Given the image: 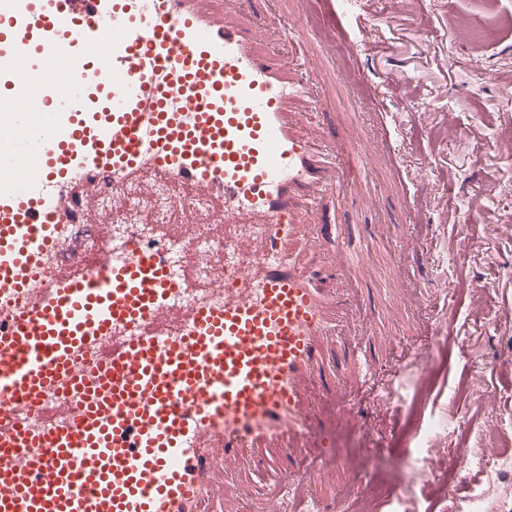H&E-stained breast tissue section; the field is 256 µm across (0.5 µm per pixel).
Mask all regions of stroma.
Masks as SVG:
<instances>
[{"instance_id": "35a3bbf8", "label": "stroma", "mask_w": 512, "mask_h": 512, "mask_svg": "<svg viewBox=\"0 0 512 512\" xmlns=\"http://www.w3.org/2000/svg\"><path fill=\"white\" fill-rule=\"evenodd\" d=\"M512 14V0H498L487 10L482 0H357L351 23L365 22L369 42L357 62L347 57V43L313 61L312 68L328 98L323 120L340 140L361 135L390 137L401 162L394 168L371 157L359 165L367 172L357 183L361 207L341 214L348 225L350 250L370 259L366 279L349 282L355 303L369 301L373 322L359 335L361 345L384 352L389 340L412 351L437 320L435 307L446 294H457L451 312V335L459 350L441 349L421 386L401 392L410 414L400 435L382 442L393 417L383 402L356 421L332 414L322 404L321 417L310 427V452L342 460L344 469L323 475L324 494L354 481L363 489L353 512H453L445 483H430L431 473L447 475L448 451L480 447L495 454L512 449V382L491 372L470 379L456 359H504L512 355V156L495 146L512 134V35L499 28V14ZM483 28L479 43L481 73L468 65L464 46L470 27ZM401 71L411 78L407 91L385 86L378 103L360 104L378 75ZM387 105L399 117V129L383 130L374 114ZM463 130L462 140L449 127ZM427 182L429 221L400 224L390 230L399 173ZM470 226L458 236L459 221ZM427 241L431 281L426 288L434 308L396 310L400 291L393 266L416 274L413 242ZM488 292L509 313L500 318L476 313L469 304L475 293ZM471 418L470 436L432 431L434 421H454L458 412Z\"/></svg>"}]
</instances>
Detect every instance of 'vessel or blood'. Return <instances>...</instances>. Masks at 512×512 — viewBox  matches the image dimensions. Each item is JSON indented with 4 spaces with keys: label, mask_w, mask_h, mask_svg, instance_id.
<instances>
[{
    "label": "vessel or blood",
    "mask_w": 512,
    "mask_h": 512,
    "mask_svg": "<svg viewBox=\"0 0 512 512\" xmlns=\"http://www.w3.org/2000/svg\"><path fill=\"white\" fill-rule=\"evenodd\" d=\"M253 3L0 0V299L26 297L0 316V512H241L242 462L265 478V512H349L348 490L316 487L341 462L304 450L315 398L350 420L353 390L392 400L428 376L409 358L378 381L379 357L340 324L359 271L329 218L353 199L351 158L393 165L396 150L332 137L323 87L270 47L312 55L303 15L258 27ZM35 94L43 111H16ZM153 173L249 229L209 300L175 303L167 250L134 239L90 279L47 264L69 248L55 225L106 192L128 207L126 184ZM425 186L402 193L419 224ZM67 388L82 407L58 423L36 401ZM467 454L449 496L472 481Z\"/></svg>",
    "instance_id": "vessel-or-blood-1"
}]
</instances>
